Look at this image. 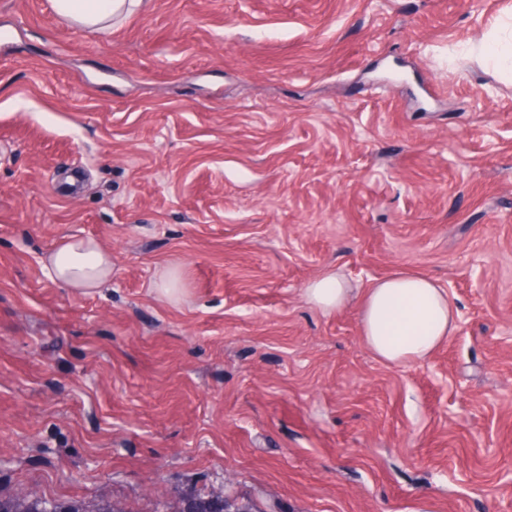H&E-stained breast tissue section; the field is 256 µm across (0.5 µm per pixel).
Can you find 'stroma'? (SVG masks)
<instances>
[{"label": "stroma", "mask_w": 512, "mask_h": 512, "mask_svg": "<svg viewBox=\"0 0 512 512\" xmlns=\"http://www.w3.org/2000/svg\"><path fill=\"white\" fill-rule=\"evenodd\" d=\"M512 0H144L101 32L0 0V495L86 512H512ZM88 236L78 294L43 257ZM400 269L458 329L389 366ZM171 272L174 299L157 286ZM44 265L56 281L86 294L111 278L112 252L94 238H66L48 252ZM352 289L337 271H329L311 280L303 290L305 301L322 312L337 311L347 305ZM359 314L365 345L387 365L427 360L458 327V311L446 290L405 270L367 288Z\"/></svg>", "instance_id": "obj_1"}]
</instances>
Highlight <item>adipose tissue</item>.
<instances>
[{
	"instance_id": "adipose-tissue-1",
	"label": "adipose tissue",
	"mask_w": 512,
	"mask_h": 512,
	"mask_svg": "<svg viewBox=\"0 0 512 512\" xmlns=\"http://www.w3.org/2000/svg\"><path fill=\"white\" fill-rule=\"evenodd\" d=\"M143 0H51L55 13L77 25L104 30L127 17ZM44 265L52 277L85 294L112 276V252L96 239L66 238L48 252ZM352 289L336 271L311 280L303 290L312 307L333 312L347 305ZM365 345L387 365L427 360L458 327V311L446 290L432 279L400 270L367 288L360 309Z\"/></svg>"
}]
</instances>
